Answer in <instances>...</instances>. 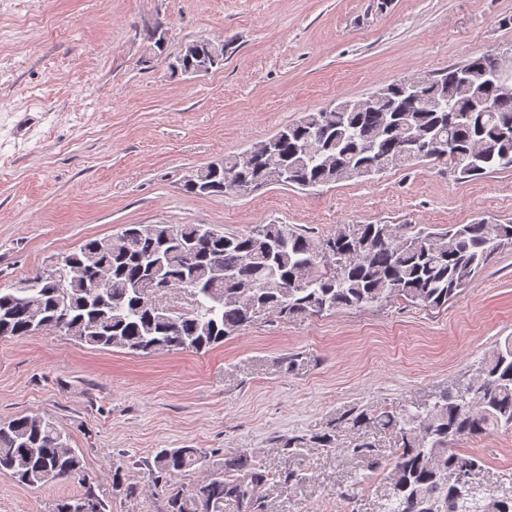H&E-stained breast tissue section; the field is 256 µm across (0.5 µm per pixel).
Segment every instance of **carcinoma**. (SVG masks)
Masks as SVG:
<instances>
[{"label":"carcinoma","instance_id":"cac0c4a2","mask_svg":"<svg viewBox=\"0 0 512 512\" xmlns=\"http://www.w3.org/2000/svg\"><path fill=\"white\" fill-rule=\"evenodd\" d=\"M491 66L481 54L439 77L394 80L387 100L371 110L358 100L331 103L287 125L244 152L206 166L208 188L184 182L197 196L249 193L261 186L314 187L377 175L429 159L410 157L405 127L426 140L449 143L447 161L460 180L512 168V96L493 112H469L474 89L497 97L484 79ZM196 224H139L112 236L90 239L64 256L65 265L33 272L25 288H0V337L34 333L37 314L89 327L69 333L100 349L150 356L181 350L199 353L259 322H288L338 309H364L402 300L423 309L441 308L482 271L491 256L512 244V224H452L444 231L402 224H341L312 238L288 224H257L244 234L220 231L198 237ZM153 259L165 261L164 276L188 281L190 308L157 318L140 288ZM102 271L112 290L88 287ZM395 437L385 469L388 493L379 512H512L511 497L491 495L478 479L483 461L451 448L462 437L494 426L512 427V339L489 350L477 374L428 398L361 411L350 418ZM198 448H162L151 471L175 476L199 469ZM0 473L35 487L78 482L83 492L58 499L52 512H107L81 456L57 426L39 416L0 422ZM267 476L244 451L203 474L184 497L176 492L168 512H224V502L252 512Z\"/></svg>","mask_w":512,"mask_h":512}]
</instances>
